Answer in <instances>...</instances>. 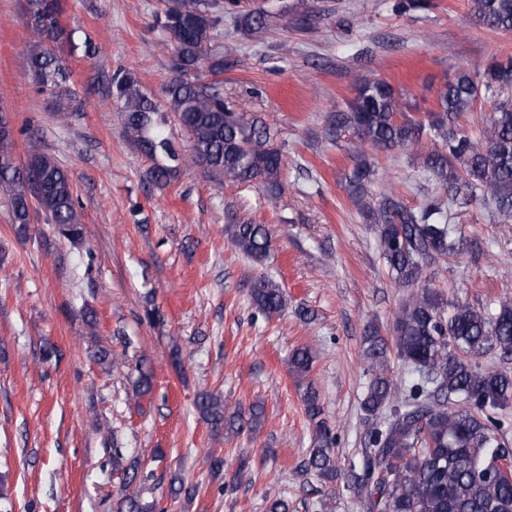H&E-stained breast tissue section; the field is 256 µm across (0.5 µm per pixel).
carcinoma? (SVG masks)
Here are the masks:
<instances>
[{"mask_svg":"<svg viewBox=\"0 0 512 512\" xmlns=\"http://www.w3.org/2000/svg\"><path fill=\"white\" fill-rule=\"evenodd\" d=\"M162 3L156 23L175 71L166 95L188 135L187 146H177L166 133L165 112L131 73L114 71L108 85L124 137L152 161L147 180L164 188L181 172L199 168L221 185L259 182L277 189L286 164L283 152L259 118L224 96V44L212 38L240 0ZM470 12L478 25L512 31V0H471ZM63 14L61 0H24L23 23L36 36L26 47L29 70L54 111L75 121L83 115V100L57 48L71 53L82 48L88 57L99 50L81 29L64 25ZM244 22L259 31L268 27L269 14L251 11ZM479 103L488 104L490 113L480 134L470 136L460 119ZM414 110L387 81L361 77L355 97L331 120L333 130L349 131L359 143L382 152L422 149L419 171L444 193L416 207L394 190L374 197L368 183L375 170L360 150L346 180L348 198L375 225L388 275L416 289L396 312L391 335L376 326L365 332L367 380L360 406L367 431L361 458L350 463L353 490L363 512H512V445L499 435L498 418L512 405V371L477 362L489 351L512 353V303L489 313L450 303L424 284L435 261L457 257L467 247L464 233L448 224L449 207L464 208L480 197L492 206L495 223L512 224V56L492 61L481 73L457 71L441 88L436 107L420 117ZM14 144V132L1 129L0 188L16 234L27 235L40 211L60 236L82 239L68 174L44 153L31 152L17 162ZM225 232L244 256L255 261L268 256L271 236L265 225L235 218ZM250 299L267 318L288 305L283 289L262 275L251 282ZM392 353L415 374L402 386L390 376ZM314 361L310 349L298 348L290 358L291 372L302 379ZM304 404L316 423L305 471L333 484L340 472L336 437L310 387ZM196 407L216 434L226 425L240 431L261 416L254 406L247 421L240 411L229 417L220 397L210 392L198 394ZM123 460L124 449H112V470L123 476V494L113 509L154 512L155 504L130 490L138 466H125Z\"/></svg>","mask_w":512,"mask_h":512,"instance_id":"carcinoma-1","label":"carcinoma"}]
</instances>
